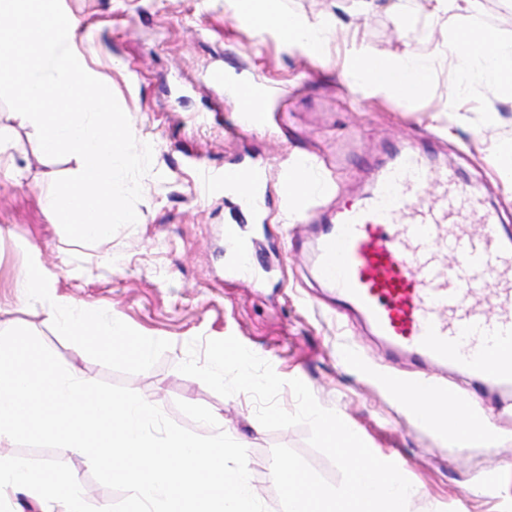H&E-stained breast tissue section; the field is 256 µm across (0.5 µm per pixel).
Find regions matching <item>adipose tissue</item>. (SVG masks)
Returning <instances> with one entry per match:
<instances>
[{"mask_svg": "<svg viewBox=\"0 0 512 512\" xmlns=\"http://www.w3.org/2000/svg\"><path fill=\"white\" fill-rule=\"evenodd\" d=\"M434 15L455 9L460 23L452 35L443 37L440 47L452 58L458 81L448 91L449 100L469 92L472 84L512 92V39L481 28L476 0H433ZM235 15L252 27L271 29L288 44L298 46L312 55H323L331 41L332 30L325 17H308L287 11L283 0H234ZM344 79L373 93H404L423 96L431 82L428 60L407 52L400 56L380 59L363 46L351 44L349 63ZM42 276L38 267H30L18 284L20 295L28 300L44 299L48 322L61 333L80 336L93 342L107 354L131 352L142 364L148 363L157 343L143 337L137 343L127 341L128 331L120 322L102 326L99 310L82 307L60 296L42 298Z\"/></svg>", "mask_w": 512, "mask_h": 512, "instance_id": "obj_1", "label": "adipose tissue"}]
</instances>
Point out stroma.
<instances>
[{
    "mask_svg": "<svg viewBox=\"0 0 512 512\" xmlns=\"http://www.w3.org/2000/svg\"><path fill=\"white\" fill-rule=\"evenodd\" d=\"M80 23L76 46L88 65L107 80L127 114L138 142L153 146L151 172L142 180L135 225L110 242L81 244L54 224L44 196L54 180L74 175L76 156H42L33 127L17 128L0 153V330L23 326L34 332L63 365L80 368L94 381L123 384L178 424L207 434L176 401L218 413L252 461V484L269 512H280L269 475L271 450L298 451L330 483L341 480L333 463L307 443L298 426L265 429L244 393L223 397L177 366L190 341L236 337L268 361L283 379L297 378L317 402L334 410L382 460L406 462L405 477L419 490L418 512H512V393L472 391L451 371L426 368L389 351L357 321H338L334 301L312 270L315 227L338 207L367 191L394 154L412 147L428 155L430 196L441 189L440 168L474 190L484 208L512 229V184L500 174L493 146L512 141V96L475 86L449 102L456 67L439 45L442 20L429 23L425 38L402 26L431 11L429 0H285L288 10L315 16L329 12L338 33L325 59L288 46L272 30L240 22L229 0H61ZM372 53L410 51L433 60L429 93L407 99L373 95L342 80L343 36ZM225 82L208 79L214 66ZM259 87L266 98L263 130L239 129L225 84ZM495 120H488V113ZM310 151L334 170L336 196L304 219L287 216L271 196L262 225L259 263L271 264L266 286L224 272V227L253 224L235 199L200 190V170L221 174L243 162L278 170L287 156ZM39 265L48 294L65 296L121 320L132 333L158 339L148 365L89 347L75 353L74 337L53 329L41 303L22 302L18 282ZM357 347L375 368L405 375L431 373L466 392L474 409L501 435L495 445L454 446L416 427L402 404L379 383L343 359ZM85 500L104 507L118 492L98 483L88 458L64 456Z\"/></svg>",
    "mask_w": 512,
    "mask_h": 512,
    "instance_id": "1",
    "label": "stroma"
}]
</instances>
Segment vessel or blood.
<instances>
[{"instance_id":"vessel-or-blood-1","label":"vessel or blood","mask_w":512,"mask_h":512,"mask_svg":"<svg viewBox=\"0 0 512 512\" xmlns=\"http://www.w3.org/2000/svg\"><path fill=\"white\" fill-rule=\"evenodd\" d=\"M428 163L415 150L396 153L375 187L324 225L315 249L316 271L340 312L360 318L395 351L459 370L480 387L512 386V235L454 176L443 174V192L427 203ZM224 189L249 211L266 203L261 169L224 171ZM279 190L298 213L331 195L335 183L320 159L299 152L282 173ZM230 269L262 279L253 242L240 225L224 227ZM456 255L447 265V252ZM398 395H431L439 405L456 399L441 382L390 376Z\"/></svg>"}]
</instances>
